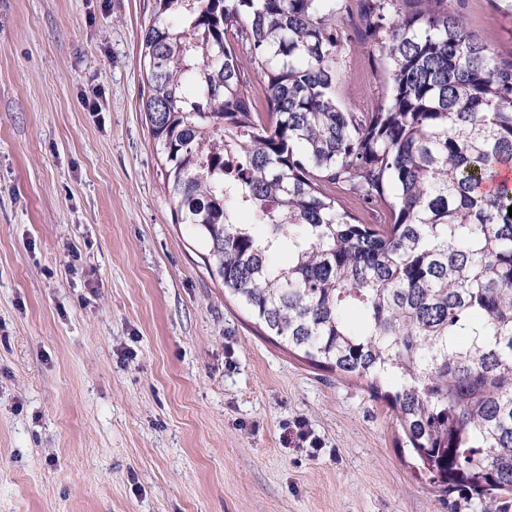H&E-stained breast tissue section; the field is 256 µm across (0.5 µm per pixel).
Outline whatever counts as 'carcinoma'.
<instances>
[{"label": "carcinoma", "mask_w": 512, "mask_h": 512, "mask_svg": "<svg viewBox=\"0 0 512 512\" xmlns=\"http://www.w3.org/2000/svg\"><path fill=\"white\" fill-rule=\"evenodd\" d=\"M153 2L142 109L224 294L366 380L431 486L512 487V55L454 0ZM352 19L388 62L368 110L335 96Z\"/></svg>", "instance_id": "carcinoma-1"}]
</instances>
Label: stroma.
Returning a JSON list of instances; mask_svg holds the SVG:
<instances>
[{
  "label": "stroma",
  "instance_id": "1",
  "mask_svg": "<svg viewBox=\"0 0 512 512\" xmlns=\"http://www.w3.org/2000/svg\"><path fill=\"white\" fill-rule=\"evenodd\" d=\"M152 8L0 0V512H512L433 490L366 380L225 297L140 109ZM459 10L512 54V17ZM345 60L337 99L370 107L377 61Z\"/></svg>",
  "mask_w": 512,
  "mask_h": 512
}]
</instances>
